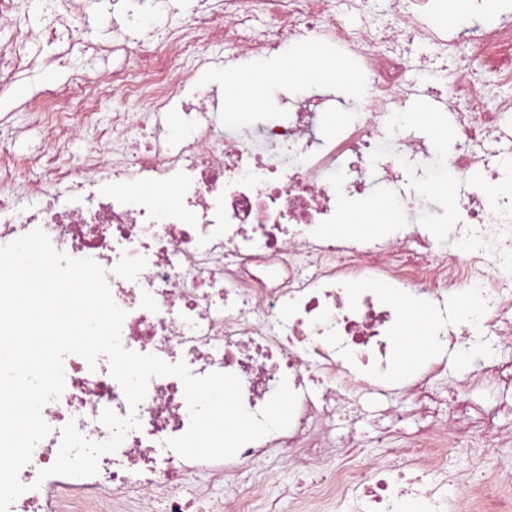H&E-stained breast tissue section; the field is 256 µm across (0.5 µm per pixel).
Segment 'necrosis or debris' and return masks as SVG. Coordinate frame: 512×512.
Listing matches in <instances>:
<instances>
[{
    "label": "necrosis or debris",
    "instance_id": "1",
    "mask_svg": "<svg viewBox=\"0 0 512 512\" xmlns=\"http://www.w3.org/2000/svg\"><path fill=\"white\" fill-rule=\"evenodd\" d=\"M430 0H398L399 21L377 18L368 0H216L202 18L166 36L122 37L85 52H124L129 67L110 76L76 74L75 89L47 95L35 123L46 130L49 159L26 180L28 157L0 161V246L42 230L52 246L104 270L114 303L125 311L124 349L185 362L193 374L236 375L245 408L260 412L280 382L297 394L292 422L217 461L182 457L169 439L183 435L189 413L182 382L150 379L145 399L130 409L106 356L71 362L61 395L41 416L50 428L18 480L31 486L53 466L67 423L89 441L110 431L104 410L140 426L116 451L102 454L98 472L65 477L58 491L29 495L8 512H277L268 479L254 472L262 459L284 460L315 474L311 484L282 489L289 512H448L460 485L444 475L449 445L470 436L486 447L512 442L500 425L512 416V360L488 359L461 379L457 391L481 389L478 423L447 421L433 362L391 387L384 372L407 318L397 300L413 296L434 307L430 333L438 342L479 351L512 343V195L496 192L512 151L497 149L512 116V96L471 75L468 56L512 83V25L457 51L427 21ZM291 40L336 45L373 81L346 125L315 137L313 120L327 106L313 94L256 131L220 129L210 91L192 88L197 70L268 55ZM437 47L430 69L451 81L448 108L456 148L423 152L402 108L428 84L407 75L418 43ZM223 54H215V47ZM183 108L186 134L163 140L162 115ZM107 152L90 150L80 166L64 156L67 141L96 124ZM386 147L385 177L400 198L404 220L347 239L329 235L341 201L365 194L375 141ZM448 167L462 180L455 222H432L421 187ZM174 184L180 205L114 190L127 179ZM389 288L374 291L373 282ZM468 294L474 313L454 301ZM408 399L430 418L407 435L413 470L374 466L358 458L354 432L337 434L336 416L377 417L378 439L403 419Z\"/></svg>",
    "mask_w": 512,
    "mask_h": 512
}]
</instances>
